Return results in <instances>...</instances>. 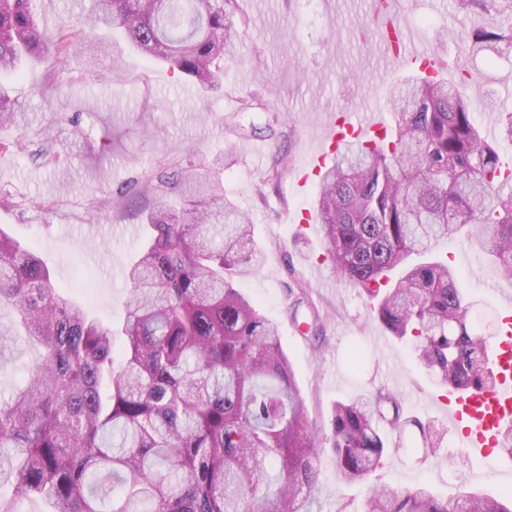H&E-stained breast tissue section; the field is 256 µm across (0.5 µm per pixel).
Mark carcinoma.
<instances>
[{
    "label": "carcinoma",
    "instance_id": "carcinoma-1",
    "mask_svg": "<svg viewBox=\"0 0 512 512\" xmlns=\"http://www.w3.org/2000/svg\"><path fill=\"white\" fill-rule=\"evenodd\" d=\"M36 0H0V72L17 71L96 28L124 31L148 58L206 89L224 75L237 0H92L82 26L41 30ZM488 23L472 52L512 49V0H456ZM394 124L374 147L348 140L320 176L316 215L338 276L366 291L374 318L410 343L443 387L490 386L487 341L469 319L456 271L415 262L443 238L477 239L512 282V168L485 136L455 84L420 76L394 89ZM497 135L512 141V111ZM15 103L0 86V121ZM148 195L146 236L126 277L114 329L68 299L50 269L0 228V305H10L38 351L24 384L0 400V512L42 500L51 512H311L318 436L279 340L238 287L264 252L223 181L195 160L117 192ZM405 425L382 392L336 402L325 436L342 484L380 465L387 436ZM365 512H512V496L459 486L370 489Z\"/></svg>",
    "mask_w": 512,
    "mask_h": 512
}]
</instances>
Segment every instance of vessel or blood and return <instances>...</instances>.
I'll list each match as a JSON object with an SVG mask.
<instances>
[{
    "mask_svg": "<svg viewBox=\"0 0 512 512\" xmlns=\"http://www.w3.org/2000/svg\"><path fill=\"white\" fill-rule=\"evenodd\" d=\"M401 48L384 43L383 49L393 60L416 64L431 75L436 62L427 50L409 46L408 35H401ZM386 132L378 118L360 112H345L331 118L328 131L315 153L299 168L301 182H308L325 168L326 161L339 144L348 139L374 142ZM496 382L492 387L464 393H452L448 399V421L471 453L490 457L505 431L512 428V304H506L497 339L491 346Z\"/></svg>",
    "mask_w": 512,
    "mask_h": 512,
    "instance_id": "1",
    "label": "vessel or blood"
}]
</instances>
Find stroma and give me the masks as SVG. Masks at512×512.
<instances>
[{
  "label": "stroma",
  "mask_w": 512,
  "mask_h": 512,
  "mask_svg": "<svg viewBox=\"0 0 512 512\" xmlns=\"http://www.w3.org/2000/svg\"><path fill=\"white\" fill-rule=\"evenodd\" d=\"M372 0H238L235 45L224 55V85L202 90L130 47L121 30L96 37L106 52L79 69L47 56L11 82L16 119L0 126V227L33 249L57 284L92 316L118 325L129 284L125 270L143 237L136 219L104 209L122 185L196 152L219 163L224 193L248 216L265 254L240 281L261 314L279 329L308 420L326 434L334 403L385 392L400 399L410 422L388 432L389 448L366 481L337 480L336 458L319 449V490L312 512H362L376 484H429L452 497L458 484L504 494L512 467L462 448L447 415L433 401L444 389L410 347L372 316L366 294L342 280L325 255L320 224L302 225L313 211L317 182L296 185L295 166L324 138L330 114L381 112L390 119L391 88L414 66L391 63L378 36H362ZM390 14L418 32L440 77L461 79L473 103L495 95L512 108V53L473 54L456 37L455 0H391ZM257 94L263 109L244 112ZM250 129L246 138L236 127ZM285 168L268 181L274 156ZM479 324L500 323L512 284L496 277L473 240L439 244ZM443 432L436 453L422 449L420 425Z\"/></svg>",
  "instance_id": "stroma-1"
}]
</instances>
